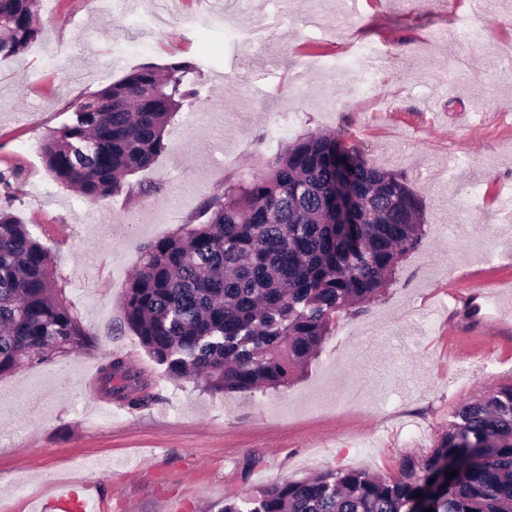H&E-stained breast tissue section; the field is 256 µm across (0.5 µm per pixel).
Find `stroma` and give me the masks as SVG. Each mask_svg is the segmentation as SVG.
I'll return each instance as SVG.
<instances>
[{"label":"stroma","mask_w":512,"mask_h":512,"mask_svg":"<svg viewBox=\"0 0 512 512\" xmlns=\"http://www.w3.org/2000/svg\"><path fill=\"white\" fill-rule=\"evenodd\" d=\"M274 0H43L38 39L0 59V169L12 213L49 247L55 280L94 339L0 375V512H38L48 489L99 512H219L225 499L325 470L398 475L427 457L462 404L512 385V0H288L260 48L225 29ZM382 50L371 79L355 65ZM201 65L204 100L167 126L168 148L131 175L146 196L87 203L47 170L40 141L75 100L136 66ZM350 64L345 79L323 70ZM315 132L401 175L420 244L389 285L333 324L288 385L213 394L173 383L123 326L144 245L198 220L225 186L262 176ZM151 384L137 407L99 383L112 355Z\"/></svg>","instance_id":"obj_1"}]
</instances>
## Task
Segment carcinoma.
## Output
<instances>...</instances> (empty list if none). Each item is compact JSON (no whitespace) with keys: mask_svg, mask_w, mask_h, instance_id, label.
Here are the masks:
<instances>
[{"mask_svg":"<svg viewBox=\"0 0 512 512\" xmlns=\"http://www.w3.org/2000/svg\"><path fill=\"white\" fill-rule=\"evenodd\" d=\"M39 11L40 0H0V57L37 39ZM198 75L189 59L146 65L74 103L39 145L46 168L90 203L121 194L128 176L167 150L171 120L200 101ZM204 216L144 247L123 310L170 380L212 393L287 385L334 319L387 284L422 227L420 202L400 176L326 132L289 145L260 178L224 189ZM91 344L56 285L49 250L0 206V374ZM99 373L107 395L142 403L148 382L125 358ZM417 509L512 512V385L460 406L431 454L406 460L396 477L337 468L227 499L219 512Z\"/></svg>","mask_w":512,"mask_h":512,"instance_id":"carcinoma-1","label":"carcinoma"}]
</instances>
